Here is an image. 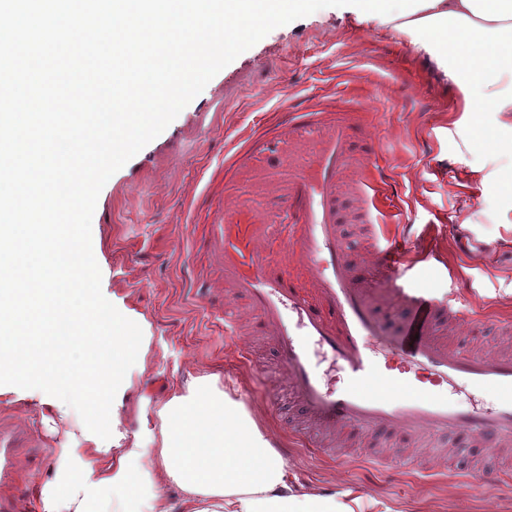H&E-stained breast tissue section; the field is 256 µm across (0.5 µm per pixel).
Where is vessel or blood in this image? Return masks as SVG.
I'll return each mask as SVG.
<instances>
[{"label":"vessel or blood","instance_id":"1","mask_svg":"<svg viewBox=\"0 0 512 512\" xmlns=\"http://www.w3.org/2000/svg\"><path fill=\"white\" fill-rule=\"evenodd\" d=\"M374 120L364 103L331 93L281 101L240 136L201 193L209 264L195 267V277L224 299L227 342L245 332L265 340L293 397L294 428L310 424L323 435L312 454L327 455V439L347 431H388L387 450L372 461L391 468H420L402 449L451 431L493 453L510 447L512 346L449 343L452 325L482 335L485 313L429 286L438 250L377 231ZM348 221L366 225L374 242L365 263L348 256L340 230ZM386 306L401 310L398 324L388 322ZM314 344L331 354L338 379L316 370ZM413 368L432 382L464 380L494 400L459 408L424 391ZM17 441L0 431V477L17 466Z\"/></svg>","mask_w":512,"mask_h":512}]
</instances>
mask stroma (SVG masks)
I'll return each mask as SVG.
<instances>
[{"label": "stroma", "instance_id": "stroma-1", "mask_svg": "<svg viewBox=\"0 0 512 512\" xmlns=\"http://www.w3.org/2000/svg\"><path fill=\"white\" fill-rule=\"evenodd\" d=\"M342 90L377 115L373 135L392 160L382 171L389 230L409 225L412 241L442 250L472 303L494 302L498 314L512 318V158L492 145L494 114H482L460 138L456 87L438 79L398 30L359 18L349 6L323 8L273 29L237 56L99 194L91 229L102 293L150 338L148 359H127L135 386L119 407L114 435L121 442L149 445L138 420L142 400L166 401L198 377L235 398L251 378L239 349L224 343L223 301L202 298L186 283L190 264L202 257L189 230L188 184H205L224 159L228 137L253 127L284 94ZM484 179L494 191L481 190ZM482 242L498 243L496 254L480 252ZM57 404L40 381L0 377V427L25 432L17 448L20 476L0 485L1 494L43 500L59 479L54 448L74 449V465L88 468L84 436L96 422L78 404L67 426H56ZM247 411L265 436L293 446L285 463L299 492L349 491L392 512H512V492L470 478L512 465V447L494 456L461 449L443 473L388 474L362 454L337 462L300 447L288 429L285 392H256Z\"/></svg>", "mask_w": 512, "mask_h": 512}]
</instances>
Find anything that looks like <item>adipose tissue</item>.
<instances>
[{"mask_svg":"<svg viewBox=\"0 0 512 512\" xmlns=\"http://www.w3.org/2000/svg\"><path fill=\"white\" fill-rule=\"evenodd\" d=\"M354 10L395 24L419 52L450 82L465 113L494 112L497 148L512 154V0H352ZM0 249L25 266L34 258L55 262L84 256L80 234L60 237L40 225L23 248L9 239ZM106 358L100 373L76 381L74 373L49 364L40 350L25 349L0 356V374L21 381L41 378L63 390L60 412L97 396L95 413L104 431L118 421L109 407L110 384L124 375L128 355L146 357L145 336L103 338ZM142 414L158 420L152 448L87 435L88 452L98 469L96 482L69 470L70 449H54L52 457L66 479L59 493L65 512H93L101 491L126 490L121 512H375L376 504L361 496L349 499L300 494L291 486L283 459L271 448L243 406L207 379L190 383L183 393L157 406L143 404ZM171 484L180 491L177 509H170L160 489Z\"/></svg>","mask_w":512,"mask_h":512,"instance_id":"adipose-tissue-1","label":"adipose tissue"}]
</instances>
